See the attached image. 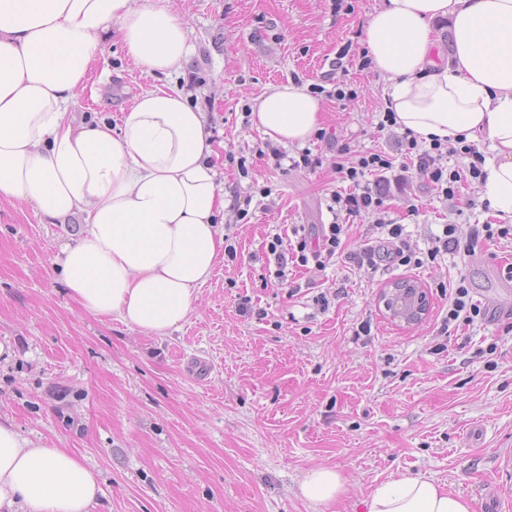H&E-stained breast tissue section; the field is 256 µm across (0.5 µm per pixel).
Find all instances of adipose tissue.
Here are the masks:
<instances>
[{
    "label": "adipose tissue",
    "instance_id": "adipose-tissue-1",
    "mask_svg": "<svg viewBox=\"0 0 512 512\" xmlns=\"http://www.w3.org/2000/svg\"><path fill=\"white\" fill-rule=\"evenodd\" d=\"M447 20L450 56L433 24ZM118 31L143 72L189 63L170 0H0V200L28 202L46 224H77L55 263L91 314L166 335L183 323L224 249V192L203 112L177 89L136 97L119 127L75 121L69 106ZM366 43L388 81L385 108L426 143L488 145L483 198L512 220V0H381ZM320 100L292 83L265 91L253 127L280 144L320 127ZM97 473L66 448H37L0 420V512H88ZM345 479L318 466L299 483L324 512ZM363 512H473L423 476L379 484Z\"/></svg>",
    "mask_w": 512,
    "mask_h": 512
}]
</instances>
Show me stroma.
Returning a JSON list of instances; mask_svg holds the SVG:
<instances>
[{
	"mask_svg": "<svg viewBox=\"0 0 512 512\" xmlns=\"http://www.w3.org/2000/svg\"><path fill=\"white\" fill-rule=\"evenodd\" d=\"M376 4L171 0L194 47L183 70L143 73L117 34L92 62L76 118L114 123L143 91L181 89L207 118L225 197L249 202L242 213L224 210L236 261L217 263L167 336L84 311L54 263L77 225L45 224L27 202L0 201V343L11 351L0 358V418L99 473L103 492L89 512H316L299 482L319 465L347 479L336 512H361L378 484L404 474L445 485L474 512H512V282L502 275L511 235L372 279L341 257L313 274L300 266L315 285L296 293L253 260L273 236L294 242L333 222L347 225L354 249L374 222L330 205L345 188L336 163L388 148L377 129L387 83L353 63ZM341 75L354 98L332 97ZM289 81L323 107L321 135L286 149L321 156L313 172L259 160L263 137L244 118L263 92ZM481 193V180L467 178L441 203L418 179L384 205L424 253L445 224L463 238L471 225L499 223ZM399 279L428 292L417 324L384 310L380 295ZM459 280L482 316L442 336ZM321 291L332 294L323 312L314 305Z\"/></svg>",
	"mask_w": 512,
	"mask_h": 512,
	"instance_id": "obj_1",
	"label": "stroma"
}]
</instances>
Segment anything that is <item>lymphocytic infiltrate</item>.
<instances>
[{
    "mask_svg": "<svg viewBox=\"0 0 512 512\" xmlns=\"http://www.w3.org/2000/svg\"><path fill=\"white\" fill-rule=\"evenodd\" d=\"M398 141L406 155L415 157L419 175L427 179L439 189L443 197L450 198L456 193V185L461 179L459 171L448 170L443 164L445 155L463 153L475 155L473 146L442 147L435 143L430 148H422L414 133L410 131L399 134ZM393 161L386 155L369 152L360 157L357 165L341 168L340 173L344 180L349 181L352 187L350 193L335 194L334 200L341 209L353 216L377 215V227L386 234L385 244H363L360 249L344 252L342 237L345 233L343 225L330 224L322 227L314 235L313 242L299 241L296 253H288L284 249L280 238H272L268 244L269 253L275 259V276L280 281L288 279V264L297 261L305 264L320 262L321 258H330L339 253H346L347 258L356 267L375 272L383 263H392L399 266H417L421 260L412 249L405 234L404 225L394 223L383 218L384 199L389 189L404 190L408 183L407 175H398L393 187H385L374 182L373 176L392 169ZM495 231L492 225L476 224L470 230L467 243H460L456 236V227L452 224L444 225L441 235L435 236L428 251L429 258H437L439 254L460 249L474 251L479 244L493 240Z\"/></svg>",
    "mask_w": 512,
    "mask_h": 512,
    "instance_id": "lymphocytic-infiltrate-1",
    "label": "lymphocytic infiltrate"
}]
</instances>
